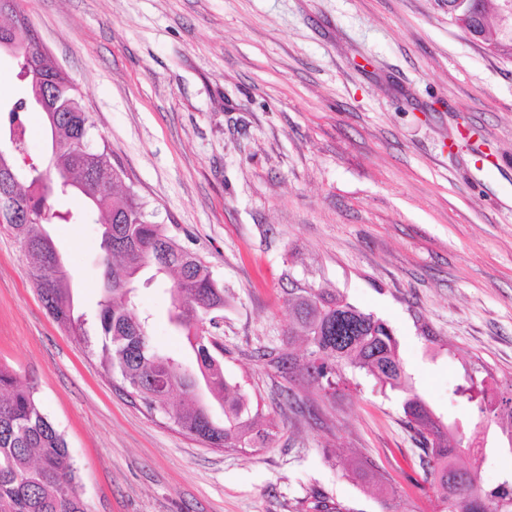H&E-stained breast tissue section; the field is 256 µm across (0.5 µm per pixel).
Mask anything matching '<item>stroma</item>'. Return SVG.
<instances>
[{
	"label": "stroma",
	"mask_w": 512,
	"mask_h": 512,
	"mask_svg": "<svg viewBox=\"0 0 512 512\" xmlns=\"http://www.w3.org/2000/svg\"><path fill=\"white\" fill-rule=\"evenodd\" d=\"M77 84L131 186L224 285V376L271 434L207 448L119 392L40 302L0 235V367L32 382L89 512H439L419 490L403 395L347 373L328 402L258 351L305 344L292 280L339 290L392 329L414 387L464 440L512 449L451 394L512 377V58L448 20V0H19ZM492 165L482 168L481 158ZM76 306L96 308L101 229L50 224ZM157 351L194 368L170 295L137 290Z\"/></svg>",
	"instance_id": "1"
}]
</instances>
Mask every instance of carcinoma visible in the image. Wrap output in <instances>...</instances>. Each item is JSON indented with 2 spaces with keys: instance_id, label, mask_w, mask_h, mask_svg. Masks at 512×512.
Returning a JSON list of instances; mask_svg holds the SVG:
<instances>
[{
  "instance_id": "obj_1",
  "label": "carcinoma",
  "mask_w": 512,
  "mask_h": 512,
  "mask_svg": "<svg viewBox=\"0 0 512 512\" xmlns=\"http://www.w3.org/2000/svg\"><path fill=\"white\" fill-rule=\"evenodd\" d=\"M477 17L499 37L496 53L512 58V0H481ZM14 43L18 75L30 85L54 82L52 111L45 113L48 134L58 141L51 164L26 163L22 131L29 98L0 105V134L13 138L14 156L5 159L7 203L31 213L27 224H1L0 233L16 239L33 264L37 294L60 326L87 342L95 336L100 365L118 389L138 399L150 412H161L185 434L208 448L263 446L270 433L256 418L238 386L224 378L223 347L199 336L207 318L224 311V285L208 265L164 225L150 219L146 205L131 189H121L124 171L112 162V150L96 139L89 113L69 76L38 54L36 35L21 9L0 12V40ZM79 197L78 214L57 209L64 196ZM95 218L102 228L104 293L96 311L77 312L70 275L57 268V250L44 225ZM167 287L170 321L186 333L197 370L186 372L173 357L155 351L147 318L134 300L138 275ZM289 305L309 349L300 358L282 351L270 363L293 378L304 371L324 397L336 400L346 370L358 372L384 389L401 390L407 425L415 431L423 455L424 480L440 492L446 512H512V471L497 484H479L474 466L460 464L465 451L477 459L475 444L450 440V427L410 385L398 342L381 319L366 313L328 288H293ZM202 382L208 402L195 399L191 385ZM507 394L487 399L484 381L468 373L454 394L478 418L508 425L512 432V378ZM0 512H88L76 488L64 436L43 412L33 388L0 367Z\"/></svg>"
}]
</instances>
